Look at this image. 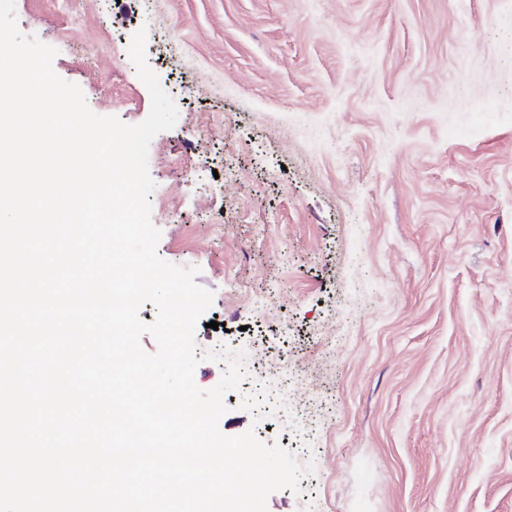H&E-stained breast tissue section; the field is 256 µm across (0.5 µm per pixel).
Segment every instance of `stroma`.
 I'll list each match as a JSON object with an SVG mask.
<instances>
[{"label":"stroma","instance_id":"stroma-1","mask_svg":"<svg viewBox=\"0 0 512 512\" xmlns=\"http://www.w3.org/2000/svg\"><path fill=\"white\" fill-rule=\"evenodd\" d=\"M90 109L175 100L150 143L157 255L212 292L194 379L286 359L303 441L267 512H512V0H15ZM218 329H211V322Z\"/></svg>","mask_w":512,"mask_h":512}]
</instances>
